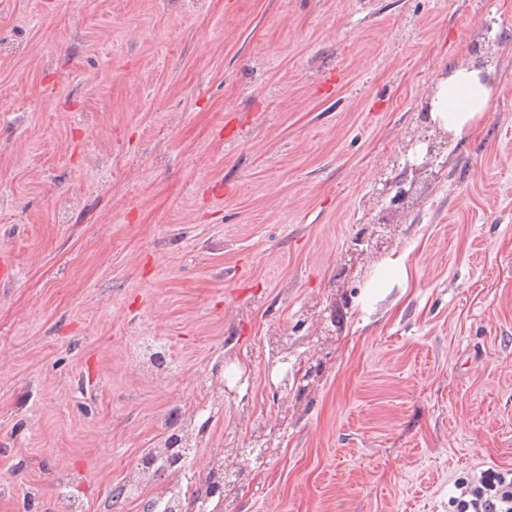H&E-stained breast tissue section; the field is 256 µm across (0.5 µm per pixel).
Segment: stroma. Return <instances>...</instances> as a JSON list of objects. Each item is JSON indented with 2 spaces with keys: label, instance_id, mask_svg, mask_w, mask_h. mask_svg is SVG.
I'll list each match as a JSON object with an SVG mask.
<instances>
[{
  "label": "stroma",
  "instance_id": "obj_1",
  "mask_svg": "<svg viewBox=\"0 0 512 512\" xmlns=\"http://www.w3.org/2000/svg\"><path fill=\"white\" fill-rule=\"evenodd\" d=\"M461 58L485 119L391 205ZM1 251L0 512H142L174 423L185 512L217 463L224 512H448L512 468V0H0ZM407 270V254H392L389 257H387L383 261L381 267L364 285L362 301H368L372 293V289L381 288L388 285L393 278L405 277L407 274Z\"/></svg>",
  "mask_w": 512,
  "mask_h": 512
}]
</instances>
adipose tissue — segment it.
Returning a JSON list of instances; mask_svg holds the SVG:
<instances>
[{"mask_svg": "<svg viewBox=\"0 0 512 512\" xmlns=\"http://www.w3.org/2000/svg\"><path fill=\"white\" fill-rule=\"evenodd\" d=\"M495 91L490 71L459 60L440 76L429 101L432 124L460 139L471 134L487 112Z\"/></svg>", "mask_w": 512, "mask_h": 512, "instance_id": "ef3b65f1", "label": "adipose tissue"}]
</instances>
